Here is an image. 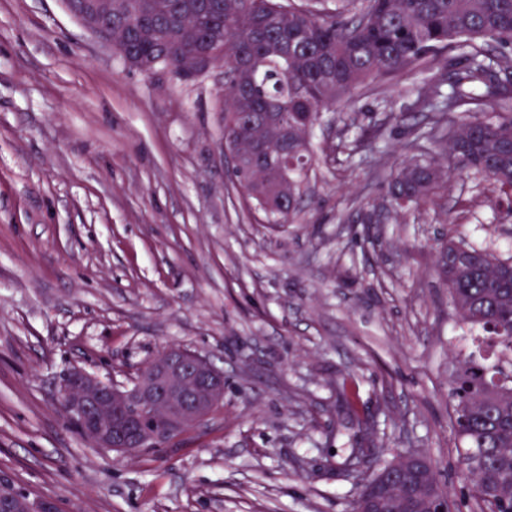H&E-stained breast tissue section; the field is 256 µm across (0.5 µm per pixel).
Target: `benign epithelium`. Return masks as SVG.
Masks as SVG:
<instances>
[{
    "label": "benign epithelium",
    "instance_id": "7a95c632",
    "mask_svg": "<svg viewBox=\"0 0 512 512\" xmlns=\"http://www.w3.org/2000/svg\"><path fill=\"white\" fill-rule=\"evenodd\" d=\"M114 0H63L67 12L102 42L112 44L103 23ZM57 396L63 412L77 421L97 447L120 455L159 448L192 428L224 400V372L208 359L169 346L145 363L130 383L117 386L81 368L60 376ZM0 512H60L52 497L13 494Z\"/></svg>",
    "mask_w": 512,
    "mask_h": 512
}]
</instances>
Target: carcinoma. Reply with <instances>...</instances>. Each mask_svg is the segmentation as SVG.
Segmentation results:
<instances>
[{"label":"carcinoma","mask_w":512,"mask_h":512,"mask_svg":"<svg viewBox=\"0 0 512 512\" xmlns=\"http://www.w3.org/2000/svg\"><path fill=\"white\" fill-rule=\"evenodd\" d=\"M113 52L143 72L192 63L207 48L224 65V155L235 182L269 224H288L312 171L309 136L320 112L375 78L422 72L443 52L464 62L448 83L417 89L426 126L407 145L422 155L391 180L395 211L418 208L445 188L453 170L483 173L512 205V83L500 77L512 50V0H336L320 13L284 0H124L112 16ZM488 39L500 54L478 47ZM491 100L481 118L454 113ZM435 271L465 336L448 389V416L461 444L459 499L424 454L380 465L361 486L353 512H512V257L446 237ZM361 425L359 386L336 385Z\"/></svg>","instance_id":"1"}]
</instances>
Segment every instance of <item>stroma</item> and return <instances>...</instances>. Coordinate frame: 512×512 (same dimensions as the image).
Instances as JSON below:
<instances>
[{
	"label": "stroma",
	"mask_w": 512,
	"mask_h": 512,
	"mask_svg": "<svg viewBox=\"0 0 512 512\" xmlns=\"http://www.w3.org/2000/svg\"><path fill=\"white\" fill-rule=\"evenodd\" d=\"M448 63L325 110L299 211L271 227L225 172L223 68L145 74L62 0H0V477L64 512H352L376 471L352 457V376L386 460L425 452L460 488L434 253L451 231L512 255V207L455 170L437 203L360 222L425 124L414 85ZM169 345L224 372L205 420L133 456L72 429L62 372L123 383ZM336 388L343 406L352 413L359 425L367 426L368 420L361 417L358 410L359 386L356 380L344 378L341 383L336 385Z\"/></svg>",
	"instance_id": "35a3bbf8"
}]
</instances>
